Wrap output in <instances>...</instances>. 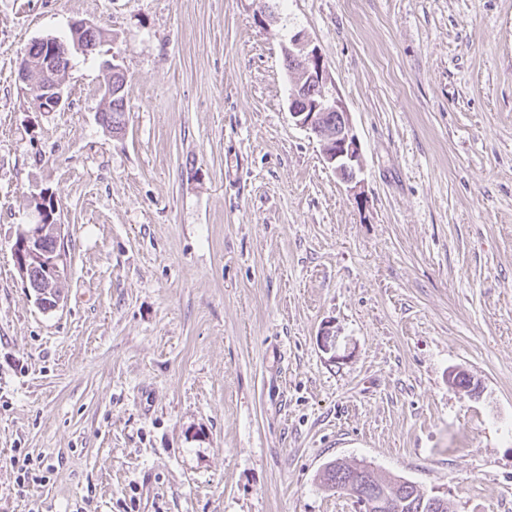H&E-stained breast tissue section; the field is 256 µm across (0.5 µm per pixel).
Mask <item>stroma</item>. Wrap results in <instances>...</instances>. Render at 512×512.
Returning <instances> with one entry per match:
<instances>
[{"mask_svg":"<svg viewBox=\"0 0 512 512\" xmlns=\"http://www.w3.org/2000/svg\"><path fill=\"white\" fill-rule=\"evenodd\" d=\"M82 19L37 111L19 58ZM298 32L362 202L288 113ZM46 194L52 310L13 256ZM336 460L512 512V0H0V512H356ZM72 32L74 40L70 43L54 37L42 38L39 42L43 45L33 42L26 50L38 54L44 46L42 56L34 57L25 52L20 58L19 79L34 90L36 96L32 89L31 92L40 111L55 112L68 105L66 79L72 50L89 55L100 46L99 28L95 24L84 20L75 21L72 23ZM110 76L107 83L102 88V96L104 101V106L100 109L99 112H112V122L116 121L117 118L120 119V122L123 124V128L126 127V116L128 114V103H129V91L127 87V81L125 84L123 82L120 83V86L117 89H121L120 93L115 94L116 90L112 91V73L121 72L124 73V70L116 64H112L109 67ZM125 74V73H124ZM124 84V85H123Z\"/></svg>","mask_w":512,"mask_h":512,"instance_id":"35a3bbf8","label":"stroma"}]
</instances>
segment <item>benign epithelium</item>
Returning <instances> with one entry per match:
<instances>
[{"label":"benign epithelium","instance_id":"obj_1","mask_svg":"<svg viewBox=\"0 0 512 512\" xmlns=\"http://www.w3.org/2000/svg\"><path fill=\"white\" fill-rule=\"evenodd\" d=\"M72 32L73 41L42 38L44 55L35 57L27 52L20 58L19 79L34 90L36 107L43 112H55L68 105L66 79L72 51L87 55L100 46L99 28L95 24L75 21ZM283 53L297 65L288 98V111L293 122L316 137L325 161L340 180L350 185L354 198H359L357 176L363 169L361 144L353 132L350 112L336 90L321 50L304 34L296 33L283 47ZM47 232L59 239L62 225L46 220L35 224L14 245L16 265L22 278H28L35 267L46 270L54 280L60 277L62 253L45 252L40 248L41 239ZM338 489L357 502L360 512L375 510L376 500L357 483L348 481Z\"/></svg>","mask_w":512,"mask_h":512}]
</instances>
